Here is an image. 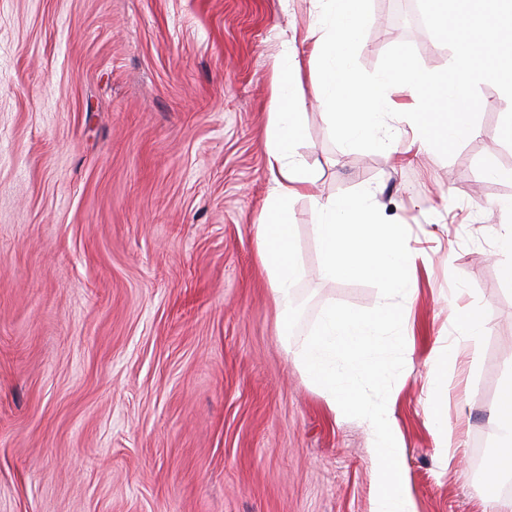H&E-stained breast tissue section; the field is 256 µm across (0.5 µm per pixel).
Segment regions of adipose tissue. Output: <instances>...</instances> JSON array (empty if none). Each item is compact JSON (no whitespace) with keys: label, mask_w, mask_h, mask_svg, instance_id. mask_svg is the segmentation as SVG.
<instances>
[{"label":"adipose tissue","mask_w":512,"mask_h":512,"mask_svg":"<svg viewBox=\"0 0 512 512\" xmlns=\"http://www.w3.org/2000/svg\"><path fill=\"white\" fill-rule=\"evenodd\" d=\"M271 66L276 77L277 110L268 127L272 187L258 226L259 259L274 302L282 315L287 316L295 307V283L303 274L293 246L288 216L296 199L311 183L312 175L296 154L304 102L295 94L293 75L298 66L295 49L285 46L273 57Z\"/></svg>","instance_id":"adipose-tissue-1"}]
</instances>
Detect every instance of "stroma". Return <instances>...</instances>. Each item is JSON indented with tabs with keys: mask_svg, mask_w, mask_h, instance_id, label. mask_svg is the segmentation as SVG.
<instances>
[{
	"mask_svg": "<svg viewBox=\"0 0 512 512\" xmlns=\"http://www.w3.org/2000/svg\"><path fill=\"white\" fill-rule=\"evenodd\" d=\"M372 0L358 51L375 70L411 43L451 51ZM311 0H0V512H371L373 442L294 356L323 309L377 306L324 280L312 197L367 188L425 258L405 306L412 365L387 402L416 512H483L512 383V282L497 250L512 202V103L479 88L476 135L451 158L335 145L305 35ZM293 41L305 102L293 206L304 269L282 319L258 259L270 188L272 56ZM488 314L464 341L457 309ZM448 354L443 429L429 358ZM458 448L448 458L445 432Z\"/></svg>",
	"mask_w": 512,
	"mask_h": 512,
	"instance_id": "stroma-1",
	"label": "stroma"
}]
</instances>
